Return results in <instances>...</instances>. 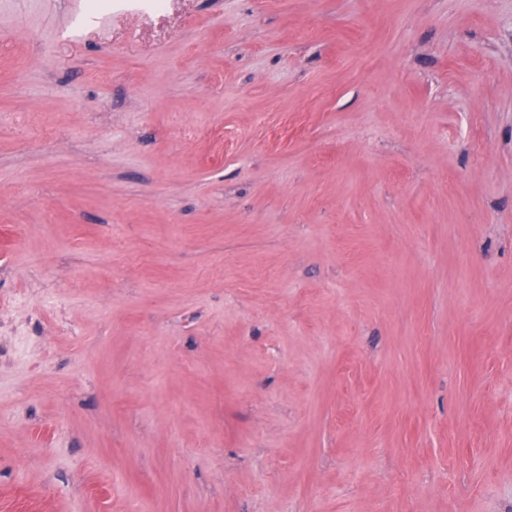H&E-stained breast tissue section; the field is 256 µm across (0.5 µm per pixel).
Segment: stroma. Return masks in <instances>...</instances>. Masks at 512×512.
Segmentation results:
<instances>
[{
	"label": "stroma",
	"instance_id": "obj_1",
	"mask_svg": "<svg viewBox=\"0 0 512 512\" xmlns=\"http://www.w3.org/2000/svg\"><path fill=\"white\" fill-rule=\"evenodd\" d=\"M0 0V512H512V0Z\"/></svg>",
	"mask_w": 512,
	"mask_h": 512
}]
</instances>
